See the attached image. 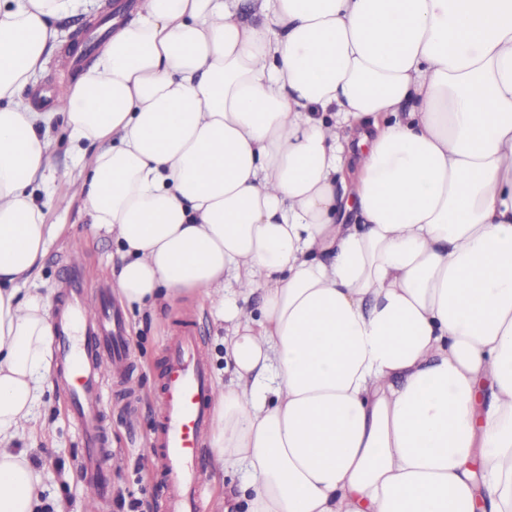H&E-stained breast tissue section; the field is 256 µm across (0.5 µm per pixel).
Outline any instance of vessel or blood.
<instances>
[{"instance_id":"1","label":"vessel or blood","mask_w":512,"mask_h":512,"mask_svg":"<svg viewBox=\"0 0 512 512\" xmlns=\"http://www.w3.org/2000/svg\"><path fill=\"white\" fill-rule=\"evenodd\" d=\"M69 266L73 275L64 285L55 322L58 364L84 442L79 465L90 477L91 492L100 495L109 488L100 467L107 444L105 372L126 369L122 326L112 316L111 302L87 303L79 258L71 257ZM164 361L154 436L157 471L167 487L164 512H202L200 477L193 463L204 446L216 391L201 336L189 327L171 336Z\"/></svg>"}]
</instances>
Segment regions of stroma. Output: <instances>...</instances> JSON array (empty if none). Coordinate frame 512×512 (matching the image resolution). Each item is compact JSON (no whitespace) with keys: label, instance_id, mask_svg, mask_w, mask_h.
I'll list each match as a JSON object with an SVG mask.
<instances>
[{"label":"stroma","instance_id":"35a3bbf8","mask_svg":"<svg viewBox=\"0 0 512 512\" xmlns=\"http://www.w3.org/2000/svg\"><path fill=\"white\" fill-rule=\"evenodd\" d=\"M131 0H83L77 15L56 21L62 40H70L77 31L95 26L109 13L119 14L129 8ZM94 56L82 49L52 54L35 83L25 94L35 106L50 110L55 106L58 87L74 79L92 65ZM48 138L51 164L56 171V195L68 202V210L46 206L47 223L56 225L58 236L42 259L35 287L62 288L70 254H79L89 284V299L111 290L112 278L107 263L116 250L110 236L92 234L85 222L86 189L80 167L74 161L67 118L55 115ZM127 336L131 385L109 380L104 401V428L112 444L105 466L112 475V494L106 499L90 500L87 479L79 468L82 438L76 423L65 408V391L61 385L45 389L33 414L34 430L24 431L16 445L25 449L42 472L39 512H55L66 503L68 512H130L129 503L139 505V512H163L165 488L154 474L151 438L156 421L157 385L163 369V351L168 336L178 332L186 321H195L204 338L209 374L212 381L224 377V324L214 309L193 297H179L156 311L122 312ZM211 461L210 451L196 460L205 475ZM242 467H227L224 479H207L203 486V512H224V490L245 484Z\"/></svg>","mask_w":512,"mask_h":512}]
</instances>
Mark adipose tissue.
I'll return each instance as SVG.
<instances>
[{"mask_svg": "<svg viewBox=\"0 0 512 512\" xmlns=\"http://www.w3.org/2000/svg\"><path fill=\"white\" fill-rule=\"evenodd\" d=\"M81 2L0 0V512L39 507L10 443L54 375L18 100ZM252 2L138 0L60 93L122 300L216 307L247 512H512V0Z\"/></svg>", "mask_w": 512, "mask_h": 512, "instance_id": "adipose-tissue-1", "label": "adipose tissue"}]
</instances>
